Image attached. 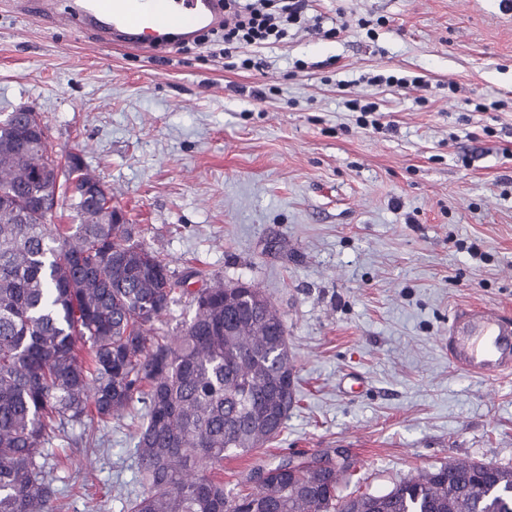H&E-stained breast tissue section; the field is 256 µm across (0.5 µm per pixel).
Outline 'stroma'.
Returning a JSON list of instances; mask_svg holds the SVG:
<instances>
[{
  "instance_id": "obj_1",
  "label": "stroma",
  "mask_w": 512,
  "mask_h": 512,
  "mask_svg": "<svg viewBox=\"0 0 512 512\" xmlns=\"http://www.w3.org/2000/svg\"><path fill=\"white\" fill-rule=\"evenodd\" d=\"M306 15L238 48L249 69L210 44L100 47L0 0V114L40 112L53 151L79 153L184 280L157 339L217 280L254 284L282 314L298 401L278 438L225 459L227 487L336 451L357 469L345 495L454 458L512 467V374L472 378L442 344L459 306L512 310V0H308ZM354 98L383 130L357 124ZM142 414L52 438L62 512H125L142 493Z\"/></svg>"
}]
</instances>
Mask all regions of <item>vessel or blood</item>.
<instances>
[{"label": "vessel or blood", "mask_w": 512, "mask_h": 512, "mask_svg": "<svg viewBox=\"0 0 512 512\" xmlns=\"http://www.w3.org/2000/svg\"><path fill=\"white\" fill-rule=\"evenodd\" d=\"M52 23L89 32L95 43L159 50L221 28L222 0H37ZM448 360L459 371L493 379L512 372V315L492 304L461 306L448 323Z\"/></svg>", "instance_id": "obj_1"}]
</instances>
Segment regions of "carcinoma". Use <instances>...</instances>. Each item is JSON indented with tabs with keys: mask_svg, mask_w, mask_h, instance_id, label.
Wrapping results in <instances>:
<instances>
[{
	"mask_svg": "<svg viewBox=\"0 0 512 512\" xmlns=\"http://www.w3.org/2000/svg\"><path fill=\"white\" fill-rule=\"evenodd\" d=\"M47 169L79 223L33 206ZM98 183L0 116V512H57L50 435L136 399L146 492L127 512H512V468L466 459L385 493L340 495L354 468L315 455L295 471L286 458L258 467L252 491L224 487V458L278 437L296 402L285 321L261 289L218 282L178 336L151 340L178 283L133 225L112 223L110 188L71 193Z\"/></svg>",
	"mask_w": 512,
	"mask_h": 512,
	"instance_id": "cac0c4a2",
	"label": "carcinoma"
}]
</instances>
